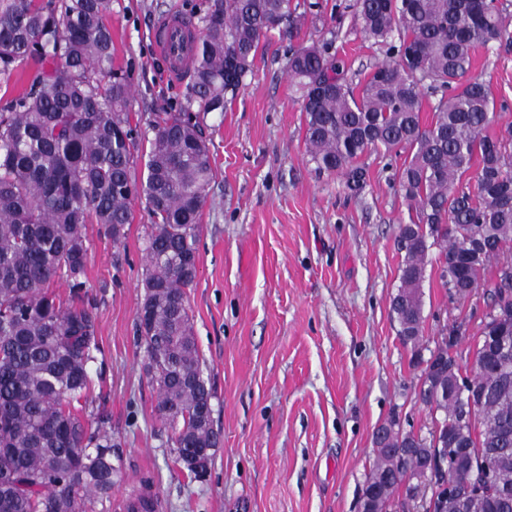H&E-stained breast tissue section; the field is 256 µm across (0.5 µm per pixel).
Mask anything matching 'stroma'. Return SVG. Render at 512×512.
Segmentation results:
<instances>
[{
    "label": "stroma",
    "instance_id": "1",
    "mask_svg": "<svg viewBox=\"0 0 512 512\" xmlns=\"http://www.w3.org/2000/svg\"><path fill=\"white\" fill-rule=\"evenodd\" d=\"M209 0H112L115 64L134 89L129 110L139 151L155 113L170 111L172 81L151 43L158 16L192 17ZM305 14L298 39L327 46L359 81L385 60L367 41L354 0H290ZM288 37L262 41L234 99L206 118L214 179L201 216L198 272L187 288L204 375L216 392L222 442L196 477L175 461L158 420L156 389L137 331L151 220L131 204L119 243L87 227L86 289L97 301L100 350L89 408H102L120 448L118 477L103 512L149 491L158 512H360L377 426L398 416L427 435L431 410L417 397L420 369L390 311L399 284L398 225L409 220L396 186L401 158L365 154L361 189L318 171L304 152L300 92L287 74ZM471 74L499 107L491 133L512 122V42L478 49ZM424 343L456 318L478 326L482 296L448 297L436 264L422 284Z\"/></svg>",
    "mask_w": 512,
    "mask_h": 512
}]
</instances>
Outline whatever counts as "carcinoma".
<instances>
[{
  "instance_id": "carcinoma-1",
  "label": "carcinoma",
  "mask_w": 512,
  "mask_h": 512,
  "mask_svg": "<svg viewBox=\"0 0 512 512\" xmlns=\"http://www.w3.org/2000/svg\"><path fill=\"white\" fill-rule=\"evenodd\" d=\"M365 39L389 45L351 86L322 48H290L301 90L305 152L317 169L364 182L361 157L406 154L397 173L410 223L398 227L400 284L390 300L398 335L422 365L419 394L435 403L429 436L388 420L360 496L361 512H512V124L490 136L496 102L469 73L479 47L511 39L497 0H356ZM112 0H0V81L33 65L26 88L0 109V512H91L110 498L117 469L105 412L84 419L98 350L94 300L84 293L86 226L116 243L131 201L152 220L137 313L155 413L173 432L176 460L201 477L220 433L186 288L197 276L200 217L213 179L203 121L222 112L251 71L262 40L283 23L300 30L289 0H212L181 100L158 112L131 179V83L114 66ZM433 113L422 121L424 107ZM448 297L468 300L495 264L487 311L467 370L464 322L422 355L421 283L432 253ZM56 278L70 302L49 289ZM475 386L471 407L458 391ZM457 493L446 495V484Z\"/></svg>"
}]
</instances>
